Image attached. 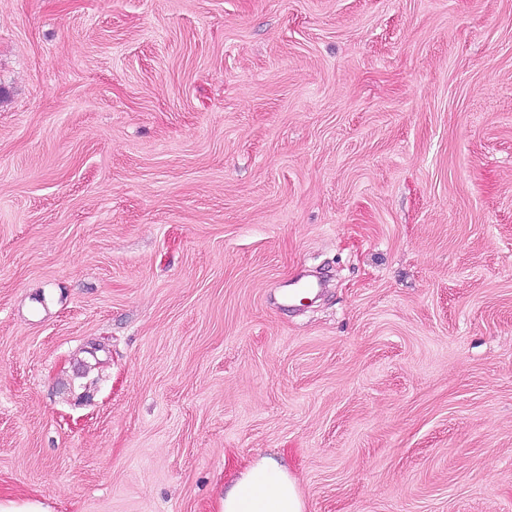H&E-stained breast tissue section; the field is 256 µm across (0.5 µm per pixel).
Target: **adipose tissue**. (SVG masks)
<instances>
[{"label":"adipose tissue","instance_id":"ef3b65f1","mask_svg":"<svg viewBox=\"0 0 512 512\" xmlns=\"http://www.w3.org/2000/svg\"><path fill=\"white\" fill-rule=\"evenodd\" d=\"M296 480L270 459L252 462L219 498L217 512H304Z\"/></svg>","mask_w":512,"mask_h":512}]
</instances>
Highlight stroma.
<instances>
[{
  "instance_id": "obj_1",
  "label": "stroma",
  "mask_w": 512,
  "mask_h": 512,
  "mask_svg": "<svg viewBox=\"0 0 512 512\" xmlns=\"http://www.w3.org/2000/svg\"><path fill=\"white\" fill-rule=\"evenodd\" d=\"M260 456L512 512V0H0V494L216 512Z\"/></svg>"
}]
</instances>
